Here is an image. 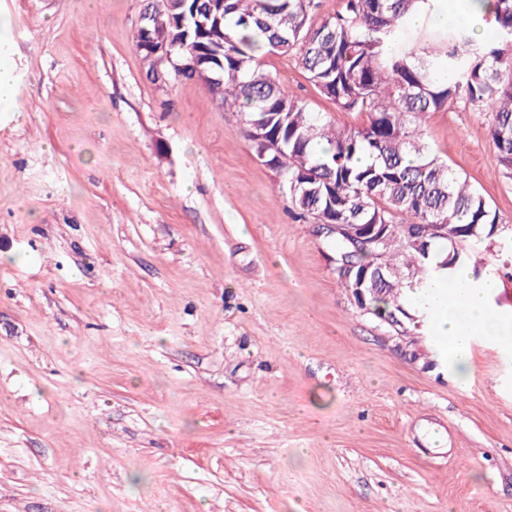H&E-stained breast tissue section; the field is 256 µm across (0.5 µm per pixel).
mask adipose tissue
Returning a JSON list of instances; mask_svg holds the SVG:
<instances>
[{
    "label": "adipose tissue",
    "mask_w": 512,
    "mask_h": 512,
    "mask_svg": "<svg viewBox=\"0 0 512 512\" xmlns=\"http://www.w3.org/2000/svg\"><path fill=\"white\" fill-rule=\"evenodd\" d=\"M497 289L494 280L485 281L478 288L470 287L462 275L452 285L432 280L408 297L414 309L428 315L439 354L453 364L462 381L473 376L468 355L476 337L512 344V321L490 308Z\"/></svg>",
    "instance_id": "ef3b65f1"
}]
</instances>
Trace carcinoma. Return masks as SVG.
<instances>
[{
	"instance_id": "1",
	"label": "carcinoma",
	"mask_w": 512,
	"mask_h": 512,
	"mask_svg": "<svg viewBox=\"0 0 512 512\" xmlns=\"http://www.w3.org/2000/svg\"><path fill=\"white\" fill-rule=\"evenodd\" d=\"M496 41L468 27L441 44L395 50L408 20L435 0H345L341 12L313 24L319 0H143L147 21L134 33L140 57L153 40L201 51L217 81L209 93L240 112L255 154L253 131L280 140L288 162L291 212L317 224H387L394 236L368 253L342 233L330 237L346 267L335 270L354 292L367 273L365 305L384 321L411 318L407 296L432 279L455 281L473 267L471 285L493 275L485 244L512 248V226L487 199L433 153L422 121L431 112L470 104L490 112L489 139L502 175L512 179V0H489ZM294 55L308 81L342 112L367 117L340 127L287 90L256 62L261 48ZM448 80L438 82L435 73ZM448 225V232L437 225ZM412 231L418 250L403 240Z\"/></svg>"
}]
</instances>
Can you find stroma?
Here are the masks:
<instances>
[{
	"label": "stroma",
	"mask_w": 512,
	"mask_h": 512,
	"mask_svg": "<svg viewBox=\"0 0 512 512\" xmlns=\"http://www.w3.org/2000/svg\"><path fill=\"white\" fill-rule=\"evenodd\" d=\"M140 0H0V512H512V347L360 310ZM259 63L337 111L295 56ZM485 110L424 137L512 224Z\"/></svg>",
	"instance_id": "obj_1"
}]
</instances>
